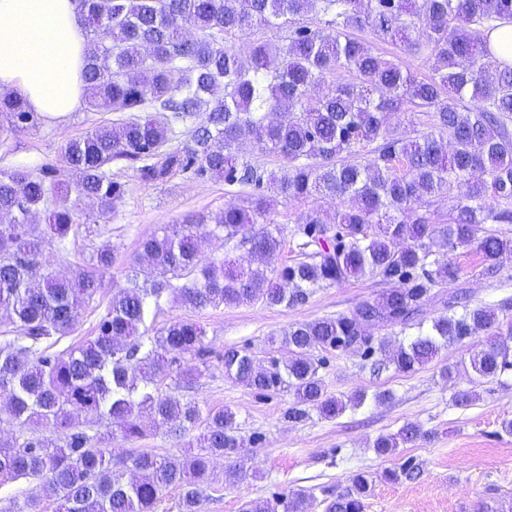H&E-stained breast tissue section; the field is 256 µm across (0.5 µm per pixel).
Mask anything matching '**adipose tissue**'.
<instances>
[{"label": "adipose tissue", "instance_id": "1", "mask_svg": "<svg viewBox=\"0 0 512 512\" xmlns=\"http://www.w3.org/2000/svg\"><path fill=\"white\" fill-rule=\"evenodd\" d=\"M84 46L76 0H0V91L46 120L81 108Z\"/></svg>", "mask_w": 512, "mask_h": 512}]
</instances>
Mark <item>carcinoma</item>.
I'll return each instance as SVG.
<instances>
[{
	"label": "carcinoma",
	"mask_w": 512,
	"mask_h": 512,
	"mask_svg": "<svg viewBox=\"0 0 512 512\" xmlns=\"http://www.w3.org/2000/svg\"><path fill=\"white\" fill-rule=\"evenodd\" d=\"M311 12L319 15L313 25L304 21ZM78 18L89 106L130 116L67 142L63 180L49 171L0 170V312L12 325L0 341V411L31 428L22 439L0 437V481L28 479L36 489L24 505L0 512H37L42 501L60 503L63 512H155L168 489L179 490L180 512H199L211 458L232 457L241 441L231 410H205L156 388L172 370L192 383L201 370L182 366L183 359L211 353L197 322L147 324L169 300L197 310L254 301L294 307L317 288L380 278L387 288L349 313L291 325L280 339L285 360L257 370L247 350L222 356L225 374L256 393L288 390L291 422L312 409L332 419L366 399L329 394L316 352L378 353L375 370L409 373L442 348L483 334L486 343L470 358L475 379L512 371V324L498 319L511 300L473 307L459 292L430 328L420 318L423 301L454 276L449 265L432 267V256L473 247L487 271L512 257V238L489 228L512 223V66L497 61L488 38L498 22L512 19V0H78ZM255 24L288 35L245 52L226 45V37ZM365 29L429 55L432 74L420 78L352 37ZM339 70L353 81L335 82L310 101L312 89ZM403 110L432 113L430 130L402 141L392 118ZM0 112L11 132L40 121L10 93L0 94ZM178 124L188 127V139L175 145ZM247 143L281 156L280 170L246 159ZM138 162L145 182L189 172L248 190L246 201L224 208L211 226L172 224L144 239L138 261L160 279L147 288L130 278L113 289L94 338L59 350L102 291L114 247L97 248L91 263L67 277L35 280L32 268L46 247L65 244L74 232L81 202L105 214L122 199L112 165ZM62 189L75 195L73 206L49 207ZM278 196L349 205L331 225L310 212L294 229L302 258L272 269L269 259L283 242V227L271 218ZM436 196L453 201L442 222L425 208ZM39 211L44 223L35 224ZM219 232L247 247V266L199 264L200 240ZM390 325L419 333L395 347L365 334ZM76 411L92 424L116 425L125 440L144 435L145 414L180 435L200 428L197 452L132 455L136 475L127 481L97 437L73 423ZM43 430L63 431L64 439L55 442ZM418 436V426L408 424L377 438L374 448L394 455ZM418 474L406 461L381 479ZM371 487L368 476L354 475L345 493L324 499V512H365ZM308 502L303 492L283 494L246 501L241 512H308Z\"/></svg>",
	"instance_id": "cac0c4a2"
}]
</instances>
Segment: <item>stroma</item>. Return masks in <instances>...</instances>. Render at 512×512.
<instances>
[{"label": "stroma", "mask_w": 512, "mask_h": 512, "mask_svg": "<svg viewBox=\"0 0 512 512\" xmlns=\"http://www.w3.org/2000/svg\"><path fill=\"white\" fill-rule=\"evenodd\" d=\"M116 118L113 112L84 108L65 119L43 120L37 128L12 133L4 130L5 119L0 116V168L63 171L66 143ZM117 176L124 195L114 212L102 216L95 205L84 204L83 212L95 216V223L79 225L65 245L47 247L40 259L41 271L70 273L107 242L115 249V259L104 276L106 287L125 286L131 275L151 284L153 268L137 261L143 238L164 225L209 217L244 201L238 188L220 180L178 173L153 184L142 181L136 168L128 166L119 169ZM340 206V201L330 199L279 201L273 218L283 227L285 242L272 257V267L297 257L293 232L310 210H318L330 221ZM438 260L455 267L457 276L444 284L439 297L424 303L425 322L443 315L444 297L460 289L469 293L475 306L512 297V258L503 260L493 276L484 274L482 259L471 248L440 253ZM384 288L380 278L366 276L316 289L306 303L295 307L256 302L193 310L165 305L158 324L179 319L198 322L213 353L196 382L186 385L170 375L157 386L202 408L235 412L243 442L235 460L249 474L242 483L225 485V460L214 458L213 484L201 512H239L245 501L300 489L314 496L309 512H323L325 495L345 492L352 476L360 472L375 478L365 512H476L483 503L498 512H512V434L500 427L502 420L512 419V372L475 384L464 369L484 337L442 349L432 362L409 373L391 367L373 372L370 361L352 352L325 354L320 374L328 392L344 398L360 392L367 395L363 405L333 419L314 411L304 421H288L284 417L291 402L287 391L260 395L225 375L221 360L225 350L248 349L263 365L270 358H284L286 350L269 346V337L282 335L296 322L349 313ZM447 368L453 370V378L444 376ZM469 389L476 391V399L466 406L455 405L454 394ZM384 390L392 392V400L375 403L374 393ZM407 424L420 427L421 437L402 445L396 455L376 453L373 444L378 437ZM186 444V438L151 427L141 439L127 441L117 435L105 446L113 460L123 461L139 452L178 457ZM407 460L420 471L416 479L381 481L383 471Z\"/></svg>", "instance_id": "stroma-1"}]
</instances>
